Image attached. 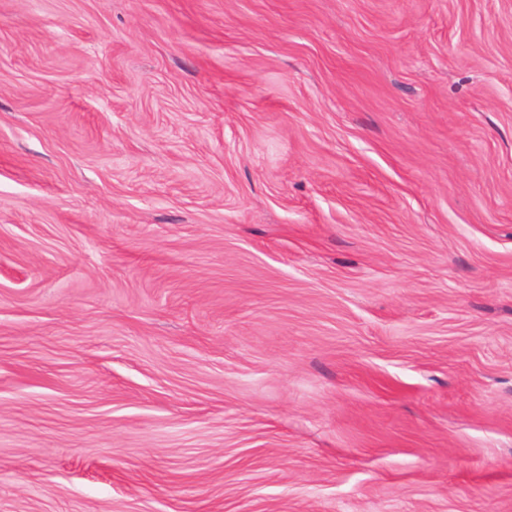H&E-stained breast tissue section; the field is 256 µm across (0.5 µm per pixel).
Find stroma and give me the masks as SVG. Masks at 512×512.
<instances>
[{"instance_id": "stroma-1", "label": "stroma", "mask_w": 512, "mask_h": 512, "mask_svg": "<svg viewBox=\"0 0 512 512\" xmlns=\"http://www.w3.org/2000/svg\"><path fill=\"white\" fill-rule=\"evenodd\" d=\"M0 512H512V0H0Z\"/></svg>"}]
</instances>
